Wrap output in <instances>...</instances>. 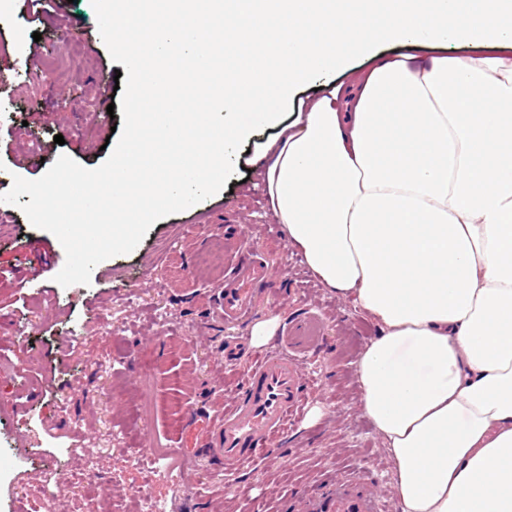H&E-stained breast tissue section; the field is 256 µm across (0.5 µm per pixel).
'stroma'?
Returning <instances> with one entry per match:
<instances>
[{
  "label": "stroma",
  "instance_id": "stroma-1",
  "mask_svg": "<svg viewBox=\"0 0 512 512\" xmlns=\"http://www.w3.org/2000/svg\"><path fill=\"white\" fill-rule=\"evenodd\" d=\"M95 22L96 0H53L42 12L11 0L0 18V512H32L61 493L69 512L92 502L141 512L147 495L165 512H323L326 495L360 475L399 512L391 460L354 376L377 324L325 288L275 222L248 140L222 184L187 208H148L125 246L102 226L87 242L92 266L68 272L73 247L52 217L34 216L25 189L57 168L104 179L141 92L97 41ZM56 55L61 65L44 68ZM67 93L92 107L62 103ZM241 233L272 283L228 324L213 302L225 269L199 258ZM307 312L321 322L302 406L280 443L284 462L226 484L205 433L245 367L226 365L224 339L254 356L285 351L287 324ZM269 320L272 338L254 346V327Z\"/></svg>",
  "mask_w": 512,
  "mask_h": 512
}]
</instances>
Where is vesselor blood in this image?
Returning a JSON list of instances; mask_svg holds the SVG:
<instances>
[{"label":"vessel or blood","mask_w":512,"mask_h":512,"mask_svg":"<svg viewBox=\"0 0 512 512\" xmlns=\"http://www.w3.org/2000/svg\"><path fill=\"white\" fill-rule=\"evenodd\" d=\"M267 268L261 260L234 264L217 294L225 320L248 314L258 288L267 285ZM303 395L300 363L282 352L249 361L238 396L217 417L206 438L208 453L218 461L226 480L257 458L275 462L281 454L273 446ZM332 512H381L376 499L348 485L337 488L330 500Z\"/></svg>","instance_id":"b4317fda"}]
</instances>
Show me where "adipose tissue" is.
Returning <instances> with one entry per match:
<instances>
[{
    "label": "adipose tissue",
    "mask_w": 512,
    "mask_h": 512,
    "mask_svg": "<svg viewBox=\"0 0 512 512\" xmlns=\"http://www.w3.org/2000/svg\"><path fill=\"white\" fill-rule=\"evenodd\" d=\"M99 29L144 90L111 176L30 189L75 246L108 206L112 242L142 203L191 206L290 86L401 49L318 89L254 146L271 211L323 283L379 325L355 367L400 512H512V0H97ZM457 41L481 58L423 54ZM222 124H213L216 113ZM177 160L149 166L153 143ZM368 65L367 57L350 58L343 66L330 69L323 73L321 80L331 84L339 85L348 83L357 76Z\"/></svg>",
    "instance_id": "obj_1"
}]
</instances>
